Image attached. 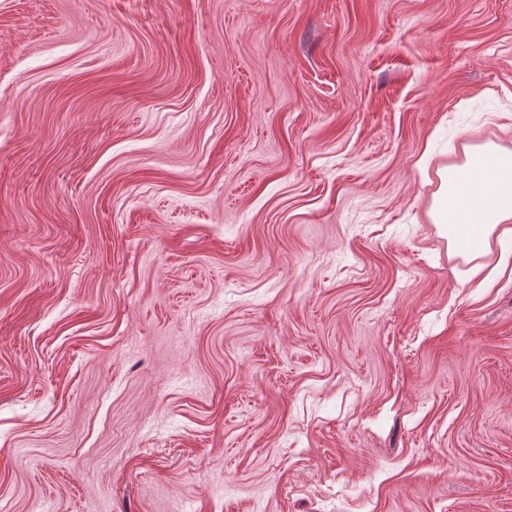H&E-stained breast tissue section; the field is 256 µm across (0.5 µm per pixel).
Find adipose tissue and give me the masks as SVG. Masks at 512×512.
I'll return each instance as SVG.
<instances>
[{
    "label": "adipose tissue",
    "mask_w": 512,
    "mask_h": 512,
    "mask_svg": "<svg viewBox=\"0 0 512 512\" xmlns=\"http://www.w3.org/2000/svg\"><path fill=\"white\" fill-rule=\"evenodd\" d=\"M439 178L431 215L454 246L463 250L493 235L512 239V152L492 144L471 148Z\"/></svg>",
    "instance_id": "ef3b65f1"
}]
</instances>
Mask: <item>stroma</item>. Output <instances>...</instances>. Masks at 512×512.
I'll list each match as a JSON object with an SVG mask.
<instances>
[{"label": "stroma", "mask_w": 512, "mask_h": 512, "mask_svg": "<svg viewBox=\"0 0 512 512\" xmlns=\"http://www.w3.org/2000/svg\"><path fill=\"white\" fill-rule=\"evenodd\" d=\"M512 0H0V512H512ZM438 175L431 215L454 246L470 252L469 243L483 246L493 233L512 239V152L493 144L473 147L460 165Z\"/></svg>", "instance_id": "stroma-1"}]
</instances>
